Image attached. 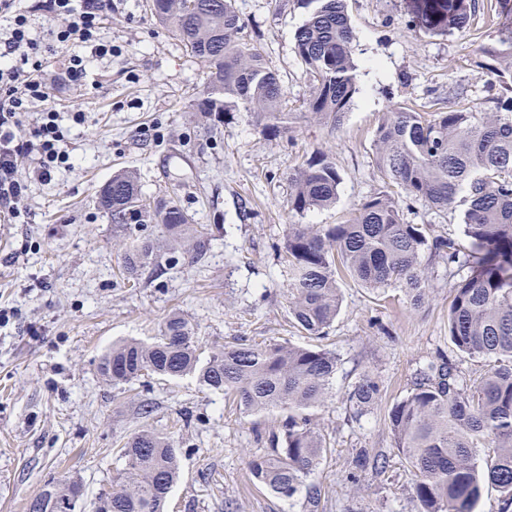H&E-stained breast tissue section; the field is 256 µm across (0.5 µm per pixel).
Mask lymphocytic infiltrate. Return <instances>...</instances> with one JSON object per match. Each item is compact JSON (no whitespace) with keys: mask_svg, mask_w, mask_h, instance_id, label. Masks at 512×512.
<instances>
[{"mask_svg":"<svg viewBox=\"0 0 512 512\" xmlns=\"http://www.w3.org/2000/svg\"><path fill=\"white\" fill-rule=\"evenodd\" d=\"M112 0H42L41 11L53 19L42 32L23 0H0V220L12 224L27 210L29 184L18 175L26 157L38 181H50L68 167L70 153L61 116L48 107L44 80L55 45H75L58 59L56 76L67 86H79L91 61L111 58L112 43L101 36L103 14ZM34 122H27L31 109Z\"/></svg>","mask_w":512,"mask_h":512,"instance_id":"f902f5d3","label":"lymphocytic infiltrate"}]
</instances>
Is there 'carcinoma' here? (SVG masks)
<instances>
[{"instance_id": "cac0c4a2", "label": "carcinoma", "mask_w": 512, "mask_h": 512, "mask_svg": "<svg viewBox=\"0 0 512 512\" xmlns=\"http://www.w3.org/2000/svg\"><path fill=\"white\" fill-rule=\"evenodd\" d=\"M306 9L295 32V49L312 84L307 118L336 126L359 90L354 61L355 32L345 0H299ZM477 0H414L404 27L443 31L448 22L466 28ZM495 43L477 62L486 82L509 78L511 95L489 112L451 109L417 112L395 106L375 130L374 161L386 189L360 203L342 224H290L280 251L288 269V311L310 336H323L340 309V282L350 277L367 288L396 285L407 308L429 299L421 255L428 251L465 272L454 284L448 335L460 354L489 362L469 382L444 356L416 370L407 394L387 414L394 447L415 470L419 512H475L485 484L512 506V0H500ZM157 23L175 36L206 69L197 111L212 126L223 122L226 100L249 112L269 137L291 128L281 111L278 74L247 38L234 0H146ZM342 175L323 152L308 158L290 177L289 210L303 216L336 202ZM400 189L394 196L389 188ZM437 212H459L463 239L432 237L422 224L405 222L400 198ZM99 206L113 226L131 236L159 225L169 241L193 236L194 259L205 255L204 232L172 197L147 199L131 171L117 172L101 189ZM163 267L158 249L136 240L123 257L134 283L147 270ZM336 353L321 346L277 342H226L201 359L192 324L173 313L150 343L127 339L100 358L101 376L114 385L144 374L197 377L200 385L233 395L247 413H287L272 432L270 448L249 463L253 478L277 496L304 494L317 512L322 491L309 481L326 438L311 426L308 410L332 396ZM381 399L376 376L365 372L347 393L355 417ZM126 467L112 479V512H165L179 477L173 442L149 428L127 438ZM389 467L365 448L352 458L350 479ZM83 485L64 476L35 496L50 512H86L76 491Z\"/></svg>"}]
</instances>
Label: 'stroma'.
Returning a JSON list of instances; mask_svg holds the SVG:
<instances>
[{
    "label": "stroma",
    "mask_w": 512,
    "mask_h": 512,
    "mask_svg": "<svg viewBox=\"0 0 512 512\" xmlns=\"http://www.w3.org/2000/svg\"><path fill=\"white\" fill-rule=\"evenodd\" d=\"M494 2L483 0L466 30L425 32L402 25L411 0H346L359 91L331 128L302 116L311 84L295 50L305 18L298 0H235L248 35L281 79L285 112L298 117L291 132L271 138L235 107L215 130L194 117L203 64L150 18L145 0H112L104 19L111 59L91 63L86 86L51 91L72 168L43 183L21 159L29 214L21 224L0 223V307L16 310L0 325V512H26L30 498L64 475L95 498L124 468V442L145 426L171 437L179 456L166 512H306L303 497L280 498L249 471L280 413H244L192 376L149 374L115 386L100 375L99 358L115 341L152 342L175 312L194 325L205 356L235 338L310 345L288 314L279 247L289 225L343 223L383 190L373 133L392 105L440 112L463 88L462 106L493 108L504 90L481 79L475 63L494 41ZM76 110L85 113L83 124L70 120ZM320 151L343 176L336 203L293 214L289 177ZM120 169L136 171L147 196L175 193L205 229L202 261L178 252L164 275L124 281L121 235L97 204ZM402 208L407 223L429 225L430 235H462L458 214L439 215L413 200ZM421 264L431 275V297L415 311L398 287L365 288L349 278L340 284L341 306L325 340L339 357L336 396L311 411L329 442L312 476L322 489L320 512H418L415 472L393 446L386 411L437 354L468 377L487 369L484 359L461 356L448 336L455 276L430 254ZM367 371L381 382L382 400L357 420L344 400ZM357 448L387 454L386 473L352 484Z\"/></svg>",
    "instance_id": "1"
}]
</instances>
